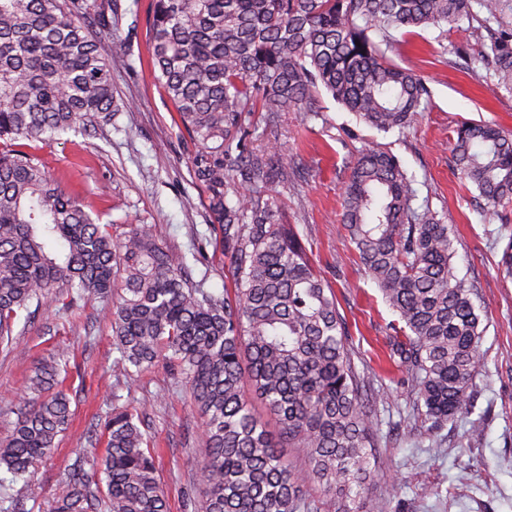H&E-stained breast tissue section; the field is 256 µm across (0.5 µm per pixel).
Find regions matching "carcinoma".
Wrapping results in <instances>:
<instances>
[{
	"instance_id": "1",
	"label": "carcinoma",
	"mask_w": 512,
	"mask_h": 512,
	"mask_svg": "<svg viewBox=\"0 0 512 512\" xmlns=\"http://www.w3.org/2000/svg\"><path fill=\"white\" fill-rule=\"evenodd\" d=\"M87 0H0V139H52L119 111L112 55L90 38ZM469 27L490 40L482 61L512 84V0H156L153 65L183 128L200 145L195 178L224 229L234 288L216 294L190 279L182 257L146 224L115 240L79 202L53 185L34 155L0 151V344L30 306L49 311L117 295V364L132 380L164 360L205 419L204 494L194 512H308L315 487L335 512H366L365 489L381 468L376 406L381 393L357 370L332 286L268 184L294 169L278 140H248L256 113L276 135L290 112L322 111L326 90L358 121L405 129L427 104L425 80L396 64L393 32ZM93 20L112 32V0ZM498 25L494 30L490 23ZM236 152V179L224 157ZM458 177L487 204L512 203V134L464 122L453 147ZM413 178L373 143L350 166L342 216L366 276L401 326L392 337L404 382L429 437L463 409L481 361L485 306L454 263L452 225L413 207ZM64 351L37 361L19 398L0 469L15 481L52 456L67 429ZM105 455L76 465L54 512H168L138 414L113 407ZM285 448L305 461L293 467Z\"/></svg>"
}]
</instances>
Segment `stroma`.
<instances>
[{
	"label": "stroma",
	"mask_w": 512,
	"mask_h": 512,
	"mask_svg": "<svg viewBox=\"0 0 512 512\" xmlns=\"http://www.w3.org/2000/svg\"><path fill=\"white\" fill-rule=\"evenodd\" d=\"M154 7L155 0L113 5L112 41L122 52L112 59V91L121 111L110 123L63 134L34 154L59 189L100 215L113 235L130 224L152 225L164 246L184 256L193 280L220 293L230 280L224 231L194 176L199 147L155 77L149 43ZM481 50L463 28L396 34L392 59L421 75L431 91L424 111L403 131L384 134L359 123L328 94L319 116L288 113L279 130L284 159H300L302 170L271 193L335 292L358 369L386 392L377 412L385 464L367 492L370 512H512V276L498 267L512 242V206L494 209L478 199L474 186L454 172L451 154L462 122L482 120L512 131V85L501 84L480 62ZM371 142L395 155L413 177L415 206L452 224L460 274L486 307L483 359L469 400L432 439L420 435L400 385L402 369L389 359L395 316L366 278L341 222L347 166ZM58 347L68 352L71 422L28 485L12 488L16 512H51L75 462L103 456V425L116 395L148 426L170 512H186L184 489L203 488V419L165 364L125 379L115 365L109 300L57 302L16 326L12 348L0 349V441L12 433L34 363Z\"/></svg>",
	"instance_id": "obj_1"
}]
</instances>
